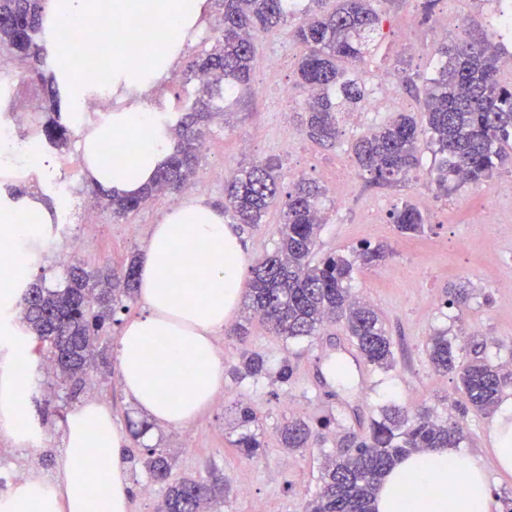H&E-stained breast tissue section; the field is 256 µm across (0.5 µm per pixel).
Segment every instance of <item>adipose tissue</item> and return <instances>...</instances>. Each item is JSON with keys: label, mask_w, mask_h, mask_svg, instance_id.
<instances>
[{"label": "adipose tissue", "mask_w": 512, "mask_h": 512, "mask_svg": "<svg viewBox=\"0 0 512 512\" xmlns=\"http://www.w3.org/2000/svg\"><path fill=\"white\" fill-rule=\"evenodd\" d=\"M207 0H46L41 44L47 57L63 54L62 28L76 24L98 32L99 67L73 62L54 73L66 112L78 128L81 157L93 183L122 194L138 193L164 164L169 132L151 108L135 103L95 126L83 124L99 80L127 93L153 86L180 55ZM54 207L42 196L13 192L0 182V310L19 300L25 253ZM206 266L205 287L197 269ZM245 251L223 214L196 197L154 225L138 264L139 316L117 339L118 373L124 392L159 425L182 429L224 387V359L213 338L236 313L244 289ZM23 385L9 365L0 366V431L16 443L24 412ZM127 440L111 411L90 401L66 421L58 478L25 481L0 499V512H129ZM107 492H97L98 484ZM482 461L451 448H435L400 460L384 477L376 512H488Z\"/></svg>", "instance_id": "obj_1"}]
</instances>
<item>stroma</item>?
Returning <instances> with one entry per match:
<instances>
[{
    "instance_id": "35a3bbf8",
    "label": "stroma",
    "mask_w": 512,
    "mask_h": 512,
    "mask_svg": "<svg viewBox=\"0 0 512 512\" xmlns=\"http://www.w3.org/2000/svg\"><path fill=\"white\" fill-rule=\"evenodd\" d=\"M423 14L449 11L460 17V29L449 31V42L471 32L486 33L500 53H512V36L493 25L483 0H422ZM407 9L406 0H389L384 5L383 22L377 32V49L358 64L365 84H372L378 73L389 74L406 100V113L420 115L423 95L417 87L432 76L437 65L433 54L437 43L429 26H422L416 38L424 46L421 55L405 52L400 41V23ZM219 9H210L197 29L184 38V50L163 81L168 95L195 97L198 82L187 81V62L214 37ZM305 48L293 41L288 31L255 41L251 93L241 95L229 109L228 118H213L205 127L199 177L200 194L215 207L224 205V182L238 168L247 165L241 153V139H252L263 161L277 164L282 188L298 179L322 180L336 163L350 159V142L365 132L357 125L341 129L335 147L326 148L310 140L300 122L304 101L295 90L296 65ZM283 61L277 84L293 87L292 102L281 106L277 84L266 81L269 65ZM78 150L77 142L58 149H47V176L31 181V191L45 195L57 207L55 224L41 235L28 261L35 278L52 287L63 274L58 262L70 245L62 226H77L83 242L79 258L88 270L103 267L122 269L145 246L153 225L161 223L172 208L189 200V192L158 196L126 219H112L89 192L85 172L74 173L67 158ZM420 167L415 180L403 186H378L364 176H356L349 192L342 197L325 196L327 222L319 240L320 253L352 255L364 242L387 246L390 255L383 267H359L353 290L380 313L393 340L395 363L392 369L378 370L365 364L342 324L326 325L317 336L300 340L284 339L260 322H252L245 340L219 331L214 339L224 356V388L195 421L180 430L158 425L143 428V415L121 388L117 368V338L124 322L138 315L137 300H129L116 314L100 341V354L86 377L79 395L70 385L47 370L32 351L12 353L11 337L0 338V359L12 367L28 366L30 382L26 397L30 403L27 418L33 431L30 446L18 445L0 433V467L27 464L36 477L55 480L57 460L64 451V428L69 413L86 401L107 406L113 420L127 434L130 446L126 462L131 498L129 512H155L168 483L207 475L210 470L223 474L231 486L224 500V512H303L307 501L321 487V463L334 442L304 449L291 455L280 445L277 427L298 415L315 420L335 415L347 427L357 428L376 416L381 406L394 403L406 409L426 405L440 416H452L462 427L463 451L483 459L490 491V512H512V475L500 473L494 462L496 414L476 411L463 399L454 374L437 372L428 361L426 343L435 331H447L462 339L465 346L483 344V356L495 363L512 362V202L501 199L497 205L501 221L479 224L476 212L488 198L461 187L449 192L440 189L430 170L434 147L420 139ZM428 196L423 212L429 222L422 234H401L391 219L403 201L419 202ZM382 202L380 223L371 224L367 214L374 202ZM280 215L270 210L262 223L236 225L247 261H254L273 249ZM470 282L475 292L468 304H450V285ZM264 356L271 374L250 378L239 374L244 353ZM289 362L292 377L285 382L274 375L281 362ZM254 404L259 416L263 446L256 457L242 458L234 441L238 436L234 404ZM296 410H289V403ZM161 448L172 458L167 482H152L142 465L147 449Z\"/></svg>"
}]
</instances>
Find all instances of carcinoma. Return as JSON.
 <instances>
[{
    "mask_svg": "<svg viewBox=\"0 0 512 512\" xmlns=\"http://www.w3.org/2000/svg\"><path fill=\"white\" fill-rule=\"evenodd\" d=\"M44 0H0V46L11 58L36 75L45 88L37 133L60 148L67 144L70 126L62 121L60 101L52 78L44 76L47 62L38 36ZM221 35L210 49L190 62L201 95L184 106V114L167 130L174 146L154 181L134 195H121L96 185L92 193L112 218H125L157 195L177 190L196 175L199 152L197 125L226 111L251 80L254 39L288 23L293 38L307 48L297 68V83L308 91L304 123L316 143L333 147L339 137L337 113L364 98L357 74L344 66L369 53L380 20L382 0H336L330 10L302 8V16L288 12V0H222ZM442 64L425 81V128L400 112L385 119L351 145L358 168L376 185L406 180L416 168L419 135L427 134L441 158L436 183L442 189L480 184L506 165L512 147V82L498 77L500 56L483 34L471 35L435 47ZM324 190L316 183L299 181L281 191L279 175L269 164L241 167L224 186V211L236 224H259L266 211L279 206L281 222L274 249L249 268L245 306L277 335L287 339L313 337L331 321H342L359 356L369 366L386 369L393 364L392 341L375 309L356 297L350 282L358 264L373 266L385 260L387 249L364 245L352 257L329 254L315 259L324 217L320 201ZM402 234L424 232L427 216L405 202L392 212ZM138 281L135 261L119 277L93 273L79 262L65 269L63 281L53 288L41 281L22 293L21 320L34 350L64 382L78 385L92 367L105 323L133 298ZM432 367L454 374L469 404L490 414L512 386V371L475 355L466 362L445 331L430 336L426 346ZM238 425L244 428L234 441L245 458L263 447L256 409L242 404ZM336 419L311 424L294 418L279 429L288 449L308 448L324 440ZM460 426L441 420L433 409L409 413L388 406L371 420L364 432L342 429L336 452L325 456L321 488L305 512H374L375 495L385 474L403 457L429 448H458ZM144 468L156 479L167 477V454L148 449ZM226 483L212 472L199 479L182 480L167 487L159 512H219Z\"/></svg>",
    "mask_w": 512,
    "mask_h": 512,
    "instance_id": "carcinoma-1",
    "label": "carcinoma"
}]
</instances>
